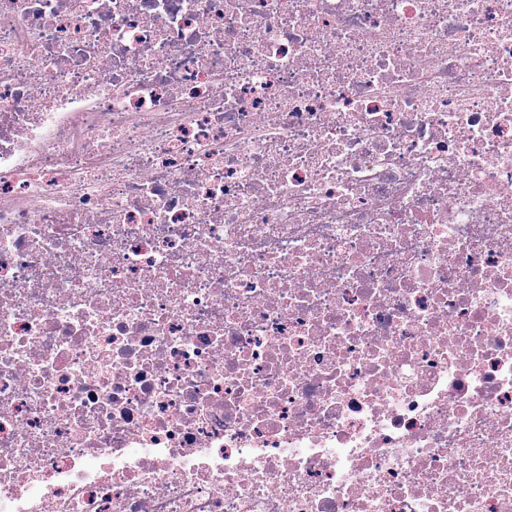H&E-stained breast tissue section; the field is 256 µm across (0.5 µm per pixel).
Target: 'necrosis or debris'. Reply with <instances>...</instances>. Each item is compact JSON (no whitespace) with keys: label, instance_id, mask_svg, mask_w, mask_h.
Segmentation results:
<instances>
[{"label":"necrosis or debris","instance_id":"4bbe7bcc","mask_svg":"<svg viewBox=\"0 0 512 512\" xmlns=\"http://www.w3.org/2000/svg\"><path fill=\"white\" fill-rule=\"evenodd\" d=\"M0 512H512V0H0Z\"/></svg>","mask_w":512,"mask_h":512}]
</instances>
